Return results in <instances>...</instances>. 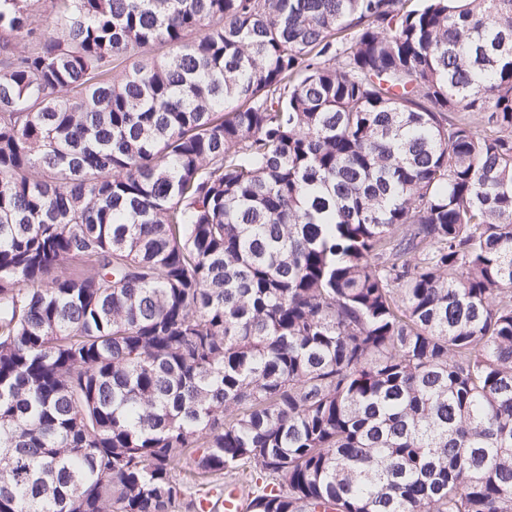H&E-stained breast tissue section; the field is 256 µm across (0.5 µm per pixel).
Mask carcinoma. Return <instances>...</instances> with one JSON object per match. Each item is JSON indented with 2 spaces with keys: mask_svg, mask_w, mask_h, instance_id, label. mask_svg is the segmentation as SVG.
I'll return each instance as SVG.
<instances>
[{
  "mask_svg": "<svg viewBox=\"0 0 512 512\" xmlns=\"http://www.w3.org/2000/svg\"><path fill=\"white\" fill-rule=\"evenodd\" d=\"M46 2L0 0V512H512V0Z\"/></svg>",
  "mask_w": 512,
  "mask_h": 512,
  "instance_id": "carcinoma-1",
  "label": "carcinoma"
}]
</instances>
